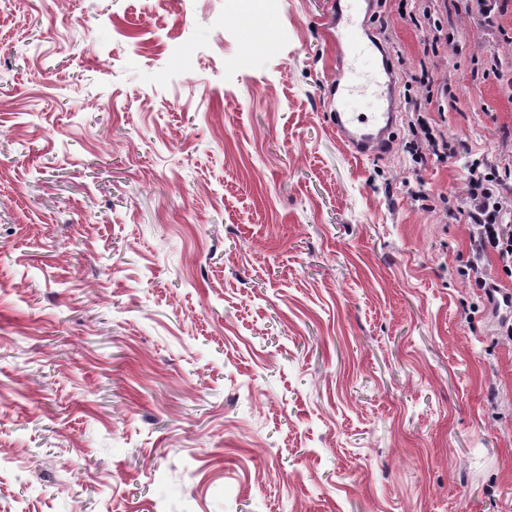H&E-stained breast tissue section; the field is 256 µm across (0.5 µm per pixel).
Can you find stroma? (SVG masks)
Returning <instances> with one entry per match:
<instances>
[{
    "instance_id": "obj_1",
    "label": "stroma",
    "mask_w": 512,
    "mask_h": 512,
    "mask_svg": "<svg viewBox=\"0 0 512 512\" xmlns=\"http://www.w3.org/2000/svg\"><path fill=\"white\" fill-rule=\"evenodd\" d=\"M336 6L0 0V512H512L463 161L337 140ZM364 8L397 99L512 170V0Z\"/></svg>"
}]
</instances>
